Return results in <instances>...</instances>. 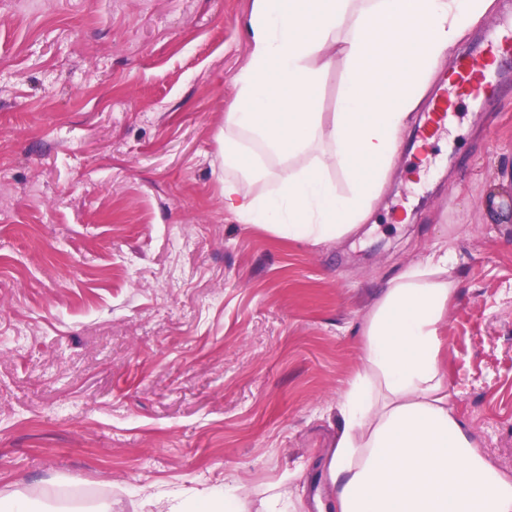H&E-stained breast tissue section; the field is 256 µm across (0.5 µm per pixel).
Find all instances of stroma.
Here are the masks:
<instances>
[{
    "mask_svg": "<svg viewBox=\"0 0 512 512\" xmlns=\"http://www.w3.org/2000/svg\"><path fill=\"white\" fill-rule=\"evenodd\" d=\"M252 0H0V498L145 512L324 488L334 406L386 282L439 248L454 409L512 473V83L463 102L423 176L405 132L342 239L224 212L216 137ZM219 505L220 510H215ZM192 512H243L244 503L241 498L233 491H224V496L217 495L212 491L200 492L194 500Z\"/></svg>",
    "mask_w": 512,
    "mask_h": 512,
    "instance_id": "35a3bbf8",
    "label": "stroma"
}]
</instances>
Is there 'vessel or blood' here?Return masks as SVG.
Listing matches in <instances>:
<instances>
[{
  "label": "vessel or blood",
  "mask_w": 512,
  "mask_h": 512,
  "mask_svg": "<svg viewBox=\"0 0 512 512\" xmlns=\"http://www.w3.org/2000/svg\"><path fill=\"white\" fill-rule=\"evenodd\" d=\"M510 54H512V17L504 16L485 32L478 55L466 54L458 59L450 77L448 92L440 93L438 98L431 102L423 125L416 131L417 138L427 141L447 128L452 120L448 105L449 95L454 94L475 102H484L482 88L491 84L495 73L478 68V57L498 58Z\"/></svg>",
  "instance_id": "vessel-or-blood-1"
}]
</instances>
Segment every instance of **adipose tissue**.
<instances>
[{
  "label": "adipose tissue",
  "instance_id": "1",
  "mask_svg": "<svg viewBox=\"0 0 512 512\" xmlns=\"http://www.w3.org/2000/svg\"><path fill=\"white\" fill-rule=\"evenodd\" d=\"M492 3L253 0L250 53L219 136L234 171L225 211L312 245L353 232L432 76ZM335 68L343 92L327 124L317 89ZM334 167L348 194L337 193ZM259 181L265 193L246 192ZM453 269L450 251L435 253L379 291L361 329L365 367L336 401L330 512H512V477L481 454L446 381L441 332Z\"/></svg>",
  "mask_w": 512,
  "mask_h": 512
}]
</instances>
